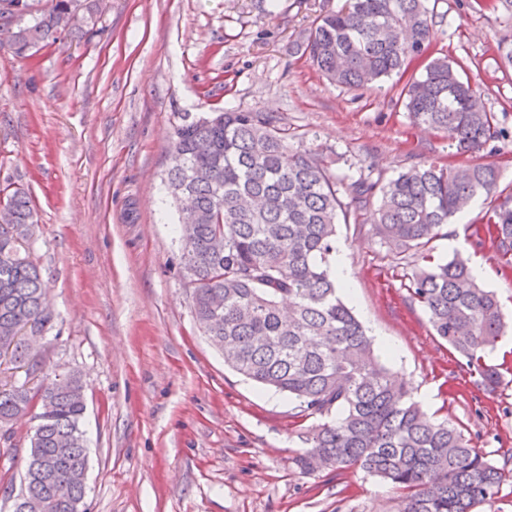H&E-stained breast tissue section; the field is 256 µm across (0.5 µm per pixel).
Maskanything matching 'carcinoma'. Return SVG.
Masks as SVG:
<instances>
[{
    "label": "carcinoma",
    "mask_w": 512,
    "mask_h": 512,
    "mask_svg": "<svg viewBox=\"0 0 512 512\" xmlns=\"http://www.w3.org/2000/svg\"><path fill=\"white\" fill-rule=\"evenodd\" d=\"M15 54L47 44L71 12L93 20L99 0H18ZM428 0H345L319 15L303 53L334 87L369 90L401 78L415 61L423 72L401 86L413 124L444 133L460 155L478 152L502 134L481 92L448 56L433 53ZM164 182L175 202L191 200L194 220L179 225L185 277L199 327L224 363L256 384L288 395L310 415L336 419L308 431V449L294 459L302 474L359 467L404 493L397 512H475L512 472L475 451L455 425L436 422L377 355L372 339L339 295L332 272L336 226L353 207L377 199L376 231L389 247L418 256L408 275L411 299L445 340L494 389L498 373L483 353L506 333L494 292L452 259L431 263L430 243L471 201L498 190L499 169L472 160L456 166L419 163L383 183L330 173L318 153L288 143L286 129L259 112H215L175 130ZM0 362L26 360V333L51 323L40 269L21 255L38 225L29 194L0 191ZM501 256L512 253V207L488 215ZM86 410L79 378L54 379L36 393L0 383V424L35 412L30 438L56 460L43 485L46 512H83L86 488L69 469L88 467Z\"/></svg>",
    "instance_id": "cac0c4a2"
}]
</instances>
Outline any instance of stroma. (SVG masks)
<instances>
[{
  "label": "stroma",
  "instance_id": "obj_1",
  "mask_svg": "<svg viewBox=\"0 0 512 512\" xmlns=\"http://www.w3.org/2000/svg\"><path fill=\"white\" fill-rule=\"evenodd\" d=\"M491 2L429 0L434 52L462 65L508 132L480 151L500 171L496 196L431 248L441 262L482 261L512 322V265L483 221L512 198V64L499 53L512 46V0ZM343 3L101 0L92 30L27 56L0 39V188L30 194L39 227L26 253L52 311L38 370L6 362L0 381L34 392L57 373L81 378L86 512H396L399 491L361 469H296L324 418L225 366L198 329L162 182L176 127L219 110L275 116L335 175L387 181L420 162L462 163L443 135L410 122L394 81L341 90L303 55L318 15ZM337 248L351 277L342 295L387 366L425 410L512 469V332L484 355L499 375L487 391L410 299L414 260L381 241L371 210L338 224ZM35 426L26 414L0 428L11 438L0 447V512L19 492Z\"/></svg>",
  "mask_w": 512,
  "mask_h": 512
}]
</instances>
